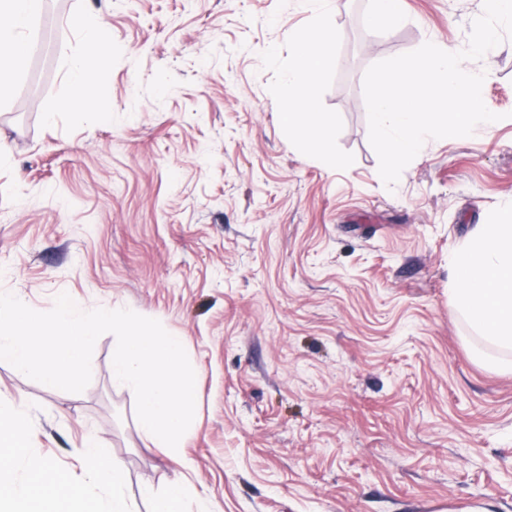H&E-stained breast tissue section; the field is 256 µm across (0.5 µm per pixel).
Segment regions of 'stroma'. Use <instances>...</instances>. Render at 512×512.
I'll use <instances>...</instances> for the list:
<instances>
[{"label":"stroma","mask_w":512,"mask_h":512,"mask_svg":"<svg viewBox=\"0 0 512 512\" xmlns=\"http://www.w3.org/2000/svg\"><path fill=\"white\" fill-rule=\"evenodd\" d=\"M402 9L384 24L372 0H337L328 168L281 124L310 22L296 0H48L0 101V291L157 319L186 338L196 403L173 460L139 438L111 335L80 393L0 361V405L30 421L18 476L37 457L81 481L93 436L136 512L176 477L213 512H512V373L475 361L448 296L455 253L512 203V39L469 63L500 121L427 139L389 188L365 72L428 41L465 47L483 0ZM74 15L109 31L101 97L58 112Z\"/></svg>","instance_id":"stroma-1"}]
</instances>
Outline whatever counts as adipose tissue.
Returning a JSON list of instances; mask_svg holds the SVG:
<instances>
[{"label": "adipose tissue", "instance_id": "1", "mask_svg": "<svg viewBox=\"0 0 512 512\" xmlns=\"http://www.w3.org/2000/svg\"><path fill=\"white\" fill-rule=\"evenodd\" d=\"M46 0H0V100L10 98L13 78L24 67L28 53L27 33L41 17ZM312 20L294 33L293 49L283 87L288 95L284 124L296 144L313 153L324 166L336 163L329 143L331 116L320 112V79L334 53L332 18L334 0H302ZM82 52L68 67L74 96L57 102V109L96 108L99 86L96 78L98 53L108 32L97 20L74 22ZM450 294L453 305L472 331L475 340L496 351L492 368L512 370V205L500 210L491 222L481 225L455 255L451 269ZM29 443L28 422L17 409L0 410V512H132L127 492V475L95 439H87L81 450L87 484L62 487L51 464L40 459L29 463L27 480L17 479L8 458L13 448ZM151 500V512H211L207 499L190 498L183 480L176 479L163 492L142 490Z\"/></svg>", "mask_w": 512, "mask_h": 512}]
</instances>
